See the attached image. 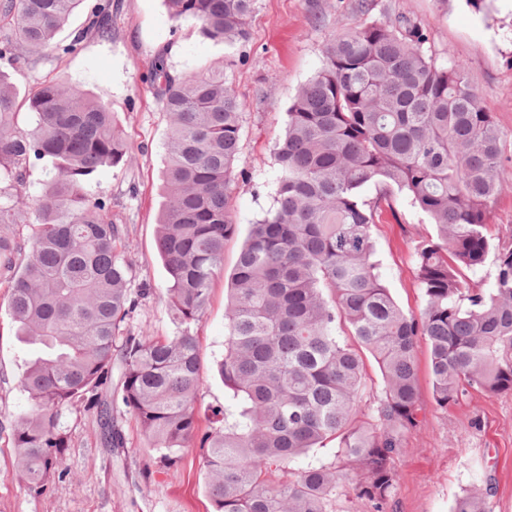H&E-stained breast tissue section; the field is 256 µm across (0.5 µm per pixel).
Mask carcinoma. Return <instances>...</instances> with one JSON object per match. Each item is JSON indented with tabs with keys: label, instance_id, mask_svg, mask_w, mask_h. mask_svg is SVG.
Here are the masks:
<instances>
[{
	"label": "carcinoma",
	"instance_id": "cac0c4a2",
	"mask_svg": "<svg viewBox=\"0 0 512 512\" xmlns=\"http://www.w3.org/2000/svg\"><path fill=\"white\" fill-rule=\"evenodd\" d=\"M255 0H164L213 42L247 43ZM366 19L327 40L320 70L288 107L275 146V205L250 225L228 277L224 406L201 423L200 343L224 244L237 232L233 185L244 101L230 64L190 75L154 62L151 84L168 114L165 201L157 250L168 273L176 332L127 328L145 292L130 288L127 228L85 183L126 164L129 146L110 107L48 79L24 96L0 70V284L19 335L40 346L17 387L28 408L12 447L29 492L68 476L67 421L92 413L107 448L127 445L114 424L121 403L171 464L198 447L214 512H329L336 488L383 512L397 481L393 460L422 410L417 348L429 351L432 398L441 408L476 390L512 392V245L494 244L493 205L502 187V136L464 63L438 65L423 28L403 14ZM86 26L57 35L78 8ZM112 23L105 0H0V64L21 70L29 54L81 49ZM33 127L19 125L21 110ZM51 178L30 204L31 166ZM403 197L436 235L418 242L419 315L382 283L372 227ZM34 222L19 240L13 225ZM494 257L489 290L464 287V272ZM381 374L371 414L359 417L366 359ZM119 367L117 390L112 369ZM335 443L333 465H308L276 480L279 467ZM488 490L459 497L452 512H488Z\"/></svg>",
	"mask_w": 512,
	"mask_h": 512
}]
</instances>
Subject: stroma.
I'll return each mask as SVG.
<instances>
[{
    "label": "stroma",
    "instance_id": "stroma-1",
    "mask_svg": "<svg viewBox=\"0 0 512 512\" xmlns=\"http://www.w3.org/2000/svg\"><path fill=\"white\" fill-rule=\"evenodd\" d=\"M357 0H256L247 44H217L203 38L195 23L174 20L163 0H111L108 35L88 33L82 51L34 55L29 68L10 80L18 90L47 78L68 81L104 101L118 117L130 145L131 161L105 168L87 186L89 195L112 201V221L128 227L132 288L148 289L131 314L129 327L151 336L172 335L166 302L168 274L156 250L157 215L167 152L168 116L148 77L158 56L170 68L190 74L228 61L236 91L246 102L242 156L247 176L233 188L238 233L224 248V268L232 270L251 224L274 203L275 143L285 132L286 112L297 91L321 68L323 46L360 20ZM401 13L420 22L427 49L437 63L466 64L472 82L493 112L503 134V185L494 205L492 231L512 243V0H377L376 19ZM398 218L373 227L378 271L396 302L419 314L424 299L417 281L415 247L434 229L406 200ZM8 290L0 286V512H212L198 449L186 448L178 464H168L143 438L135 418L118 409L115 420L127 447L100 443L92 414L70 419L66 482L39 495L25 487L10 436L15 417L28 407L16 383L39 351L25 342L5 312ZM227 293L216 279L204 317L198 403L207 410L224 403V382L215 362L224 353ZM419 385L423 409L417 427L404 438L394 461L397 482L389 512H451L459 497L491 487L490 512H512V393L486 397L473 392L464 403L438 407L431 394L428 347L419 344Z\"/></svg>",
    "mask_w": 512,
    "mask_h": 512
}]
</instances>
